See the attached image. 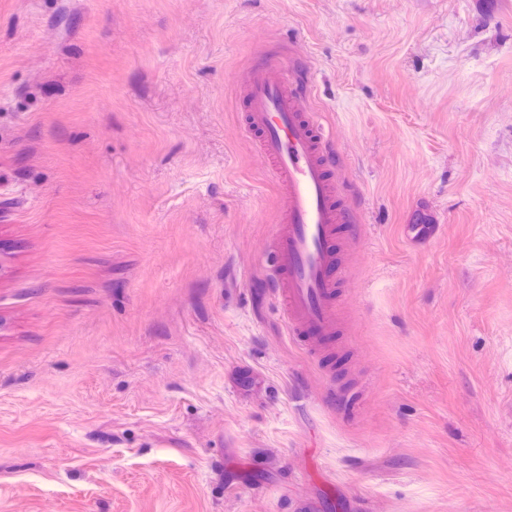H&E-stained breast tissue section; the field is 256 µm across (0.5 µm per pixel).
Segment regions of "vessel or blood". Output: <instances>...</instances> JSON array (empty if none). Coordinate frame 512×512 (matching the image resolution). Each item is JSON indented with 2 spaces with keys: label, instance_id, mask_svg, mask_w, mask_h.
<instances>
[{
  "label": "vessel or blood",
  "instance_id": "1",
  "mask_svg": "<svg viewBox=\"0 0 512 512\" xmlns=\"http://www.w3.org/2000/svg\"><path fill=\"white\" fill-rule=\"evenodd\" d=\"M241 94L245 127L282 196L269 287L281 299L289 333L311 354L320 337L336 333L337 240L350 212L337 196L330 139L279 61L254 67Z\"/></svg>",
  "mask_w": 512,
  "mask_h": 512
}]
</instances>
